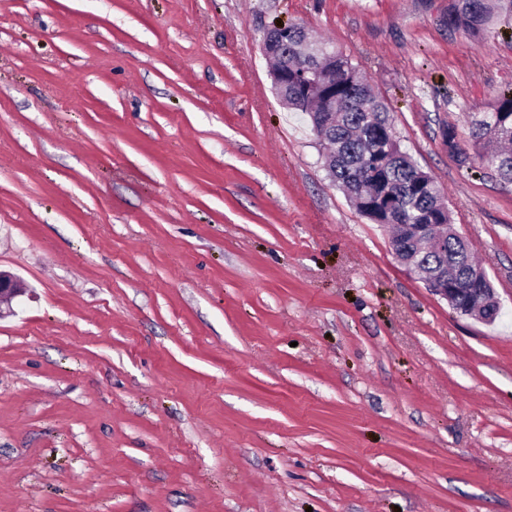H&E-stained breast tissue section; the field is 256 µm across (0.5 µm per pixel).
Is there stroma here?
Wrapping results in <instances>:
<instances>
[{
    "label": "stroma",
    "mask_w": 512,
    "mask_h": 512,
    "mask_svg": "<svg viewBox=\"0 0 512 512\" xmlns=\"http://www.w3.org/2000/svg\"><path fill=\"white\" fill-rule=\"evenodd\" d=\"M448 0H0V512H512V185L454 125L512 18ZM357 64L501 305L454 312L329 180L265 28ZM503 14L512 17V0H449L446 25L480 36Z\"/></svg>",
    "instance_id": "35a3bbf8"
}]
</instances>
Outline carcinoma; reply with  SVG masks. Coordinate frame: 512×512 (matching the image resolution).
Returning a JSON list of instances; mask_svg holds the SVG:
<instances>
[{
    "mask_svg": "<svg viewBox=\"0 0 512 512\" xmlns=\"http://www.w3.org/2000/svg\"><path fill=\"white\" fill-rule=\"evenodd\" d=\"M512 17V0H449L446 25L473 36L488 31L501 15ZM269 37L288 47V105L305 106L312 127L321 126V95H303V71L311 66L336 76V122L323 141L330 147L325 155L330 179L342 187L356 210L374 224L395 225L396 235L409 244L404 258L431 272L446 264L465 277L474 260L469 242L453 225L438 184L404 150L400 140L380 141L376 129L392 124L386 107L362 78L359 69L342 53L324 44L327 56L299 58L296 52L307 41L305 32H272ZM471 134L479 145L478 158L495 168L501 179L512 183V89L500 93L484 112H474ZM448 149L461 166L473 168L470 155L460 148L455 127H448ZM446 224L448 238L440 245L413 239L402 233L403 224Z\"/></svg>",
    "mask_w": 512,
    "mask_h": 512,
    "instance_id": "obj_1",
    "label": "carcinoma"
}]
</instances>
